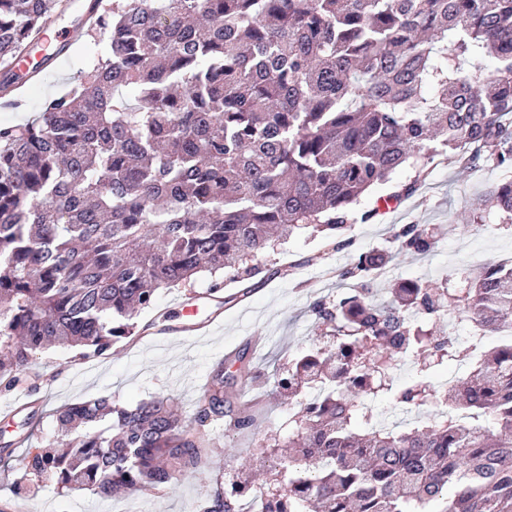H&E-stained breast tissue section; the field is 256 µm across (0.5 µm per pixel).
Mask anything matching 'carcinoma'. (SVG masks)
I'll return each instance as SVG.
<instances>
[{
    "label": "carcinoma",
    "instance_id": "1",
    "mask_svg": "<svg viewBox=\"0 0 512 512\" xmlns=\"http://www.w3.org/2000/svg\"><path fill=\"white\" fill-rule=\"evenodd\" d=\"M69 0H0V64L22 56ZM108 46L39 120L0 127V384L17 387L47 347L104 354L132 335L157 291L237 266L249 275L271 234L339 232L390 208L371 187L438 159L502 178L485 193L512 215V0H89ZM493 68H486V61ZM425 254L436 235L395 232ZM376 258L340 273L347 291L312 310L331 343L302 351L278 384L301 404L286 486L268 495L232 479L204 512H512V335L449 387L429 370L465 348L437 326L451 314L471 339L512 331V266L489 261L459 288L406 281L375 299ZM408 357L421 375L398 396L448 407L424 429L379 427L359 396L391 390ZM246 367L211 371L194 422L170 397L133 408L108 399L58 414L57 446L24 468L60 489L108 498L198 472L209 427L256 428L231 401ZM364 421L357 433L352 423Z\"/></svg>",
    "mask_w": 512,
    "mask_h": 512
}]
</instances>
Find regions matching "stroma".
I'll list each match as a JSON object with an SVG mask.
<instances>
[{"label": "stroma", "instance_id": "1", "mask_svg": "<svg viewBox=\"0 0 512 512\" xmlns=\"http://www.w3.org/2000/svg\"><path fill=\"white\" fill-rule=\"evenodd\" d=\"M105 47L100 38L80 39L53 72L28 84L22 107L0 108V127L23 124L38 115L45 99L67 92L91 68L92 49ZM499 178V171L489 167L462 170L439 164L431 168L419 190L402 196L376 219L352 225L345 233L350 243L341 250H328L323 234L307 230L271 242L259 256V271L253 277L242 281L232 271H225L221 290L224 331L212 340L198 342L176 336L168 348H148L130 355L127 340L121 339L90 360L74 349L36 355L23 407L0 416V444L9 445L0 453V512H19L31 502L42 505L44 512H200L199 501L231 478L241 480L252 472L256 485H285L288 476L277 464L273 444L294 433L297 411L290 408L277 381L287 376L294 352L326 343L310 311L313 301L336 297L335 290L321 287L322 272L337 273L358 255L369 252L390 273L379 286L378 296L383 300L389 288L407 279L438 282L446 277L451 283H463L480 267L475 252L512 253V218L484 200L488 187ZM452 215L460 224L453 231L448 228ZM404 224H419L435 233L439 242L434 250L424 256L398 253L392 235ZM241 293L248 302L243 314L232 301ZM241 352L257 374L255 390L261 396L258 426L251 433L212 426L213 449L201 472L182 476L165 488L129 491L105 499L87 491L60 490L50 480L40 482L32 499L16 496L17 485L26 477L21 464L25 450L14 446V439L24 434L33 445L55 444L56 416L64 406L101 397L133 406L160 395L174 398L187 418L195 411L198 387L205 385L213 367ZM417 369L413 360L398 368L397 388ZM397 388L371 400L378 421L406 429L439 413L435 404L421 409L400 404Z\"/></svg>", "mask_w": 512, "mask_h": 512}]
</instances>
